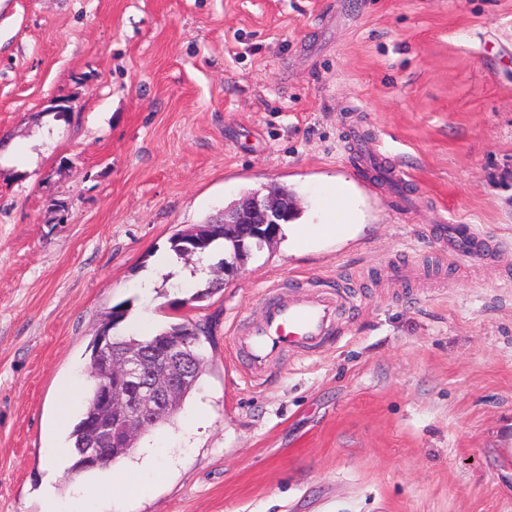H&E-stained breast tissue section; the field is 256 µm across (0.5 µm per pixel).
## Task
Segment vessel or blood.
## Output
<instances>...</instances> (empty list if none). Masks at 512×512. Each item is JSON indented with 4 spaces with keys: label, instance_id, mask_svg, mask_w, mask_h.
<instances>
[{
    "label": "vessel or blood",
    "instance_id": "obj_1",
    "mask_svg": "<svg viewBox=\"0 0 512 512\" xmlns=\"http://www.w3.org/2000/svg\"><path fill=\"white\" fill-rule=\"evenodd\" d=\"M449 241L459 257L471 261L481 259L487 247L463 224L451 227ZM345 302L340 289L313 294L297 280L268 285L261 314L243 319L233 331L235 348L248 374L262 378L286 354H310L323 348L329 336L338 332L337 316Z\"/></svg>",
    "mask_w": 512,
    "mask_h": 512
}]
</instances>
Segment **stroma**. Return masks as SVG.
I'll return each instance as SVG.
<instances>
[{
	"instance_id": "stroma-1",
	"label": "stroma",
	"mask_w": 512,
	"mask_h": 512,
	"mask_svg": "<svg viewBox=\"0 0 512 512\" xmlns=\"http://www.w3.org/2000/svg\"><path fill=\"white\" fill-rule=\"evenodd\" d=\"M277 183L303 224L342 194L351 228L252 249L200 302L203 276L145 288L176 233ZM441 224L495 246L454 257ZM280 279L350 303L254 382L231 328ZM121 303L125 336L214 320L206 372L123 459L145 495L63 469L61 501L512 512V0H0V512H43ZM56 473V468L49 466L45 476L43 477V492L46 500V508L43 512H90L82 507L83 504L92 498L91 493L85 489H80L76 492L77 496L74 499L75 506L72 510H61L60 502L56 499L53 493Z\"/></svg>"
}]
</instances>
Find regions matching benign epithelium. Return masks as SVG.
Segmentation results:
<instances>
[{"label":"benign epithelium","instance_id":"benign-epithelium-1","mask_svg":"<svg viewBox=\"0 0 512 512\" xmlns=\"http://www.w3.org/2000/svg\"><path fill=\"white\" fill-rule=\"evenodd\" d=\"M284 203L273 192L245 197L238 208L224 213V229L238 225L252 228V245L262 247L277 239L272 233L279 224ZM104 364L110 368L112 381L99 392L106 413L93 425L94 440L86 450L85 465L94 466L104 449L123 448L133 432L142 429L150 416L165 410L178 387L192 374L196 354L192 344L176 340L161 350L140 354L124 353L107 338L99 340Z\"/></svg>","mask_w":512,"mask_h":512}]
</instances>
